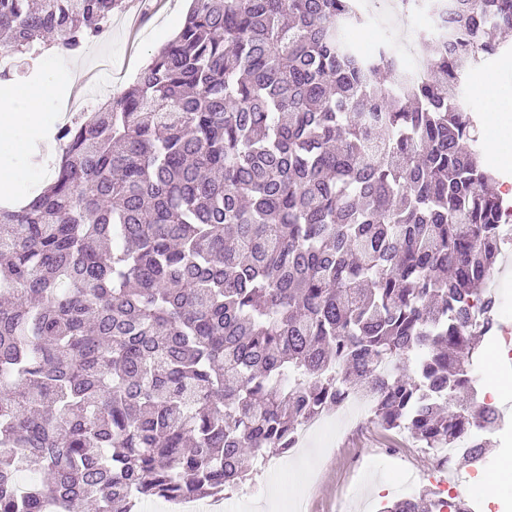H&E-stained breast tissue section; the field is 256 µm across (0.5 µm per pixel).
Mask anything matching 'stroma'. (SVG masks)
Listing matches in <instances>:
<instances>
[{
  "mask_svg": "<svg viewBox=\"0 0 512 512\" xmlns=\"http://www.w3.org/2000/svg\"><path fill=\"white\" fill-rule=\"evenodd\" d=\"M154 10L143 20L137 35H130L126 16H113L103 38L89 43L81 54L87 70L98 73L96 85L78 89L58 86L54 111L74 112L82 120L106 99L131 85L152 54L181 27L187 0H152ZM465 103L479 118L477 147L484 164L496 171L502 183L512 185V165L500 161L494 146L492 112L473 94L472 83L463 87ZM512 458V435H495L481 468H454L459 489L483 485L501 463ZM283 466L271 470L259 464L252 480L231 492L232 512H264L271 488H278L276 512H291L294 501H304L310 512H379L387 501L419 494L428 477L445 478L437 456L419 448L405 434H384L370 418L339 422L334 437L312 435L306 446L283 455Z\"/></svg>",
  "mask_w": 512,
  "mask_h": 512,
  "instance_id": "stroma-1",
  "label": "stroma"
}]
</instances>
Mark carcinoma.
Instances as JSON below:
<instances>
[{"mask_svg":"<svg viewBox=\"0 0 512 512\" xmlns=\"http://www.w3.org/2000/svg\"><path fill=\"white\" fill-rule=\"evenodd\" d=\"M129 7L0 0V51L77 54ZM434 9L414 80L347 41L356 0H191L131 89L57 129L54 182L0 205V512L222 495L358 392L383 431L484 456L512 205L459 98L512 48V0ZM496 342L491 345L482 344L478 349V360L474 362L473 377L476 380L479 396L478 399L482 400L484 394H487V383L494 386L496 390L504 387V380L501 379L494 366H491L488 373L489 362L493 355H496L495 365L500 375L508 376L511 379V385L507 394L500 391L496 398L499 399V408L508 414H512V360H506L502 355L501 347L504 346V333L497 332ZM487 381V382H486ZM487 396H489L487 394ZM507 404L510 405L507 408Z\"/></svg>","mask_w":512,"mask_h":512,"instance_id":"cac0c4a2","label":"carcinoma"}]
</instances>
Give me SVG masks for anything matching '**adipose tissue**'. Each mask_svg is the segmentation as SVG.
<instances>
[{"label": "adipose tissue", "instance_id": "ef3b65f1", "mask_svg": "<svg viewBox=\"0 0 512 512\" xmlns=\"http://www.w3.org/2000/svg\"><path fill=\"white\" fill-rule=\"evenodd\" d=\"M84 77L80 64L68 70L50 73L37 87H17L13 95L0 101V197L15 198L30 195V187L24 186L12 158L24 151L29 142H43L46 165H55L60 150L53 140L45 139L44 132L50 126L47 104L56 84L79 85Z\"/></svg>", "mask_w": 512, "mask_h": 512}]
</instances>
